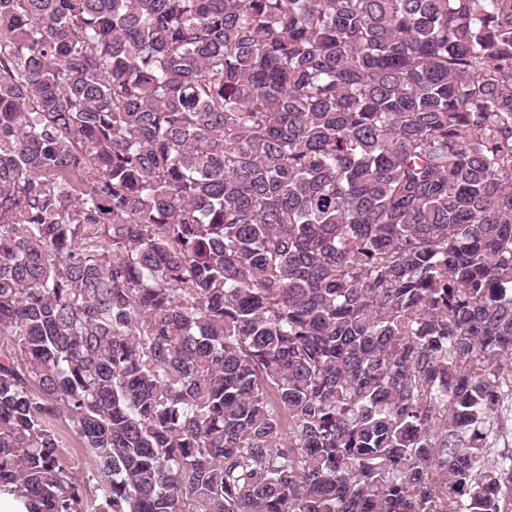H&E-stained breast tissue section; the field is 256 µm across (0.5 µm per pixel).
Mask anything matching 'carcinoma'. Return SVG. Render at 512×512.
Returning <instances> with one entry per match:
<instances>
[{
    "instance_id": "cac0c4a2",
    "label": "carcinoma",
    "mask_w": 512,
    "mask_h": 512,
    "mask_svg": "<svg viewBox=\"0 0 512 512\" xmlns=\"http://www.w3.org/2000/svg\"><path fill=\"white\" fill-rule=\"evenodd\" d=\"M511 423L512 0H0V493L512 512ZM56 428L64 448H67V455L76 475L81 481H84L88 485V479L92 470L91 462L85 458L78 439L72 432L69 422L64 416L57 418Z\"/></svg>"
}]
</instances>
